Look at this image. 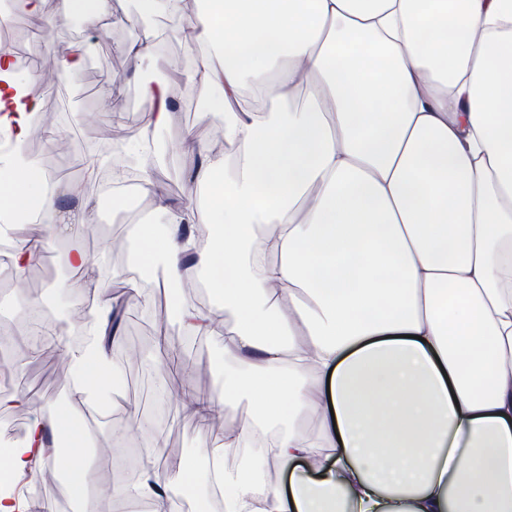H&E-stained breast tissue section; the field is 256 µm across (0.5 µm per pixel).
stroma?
<instances>
[{
  "label": "stroma",
  "instance_id": "obj_1",
  "mask_svg": "<svg viewBox=\"0 0 512 512\" xmlns=\"http://www.w3.org/2000/svg\"><path fill=\"white\" fill-rule=\"evenodd\" d=\"M138 9V0H112V12L96 25H85L81 19L67 13L62 0H44V13L49 25L32 26L26 14H19L10 33L9 48L15 58L38 56L40 65L35 81L42 86L43 111L38 128L25 146L26 154L40 170L59 171L63 177L59 186L71 207L83 208L89 225L85 237L87 249L94 254L103 252L120 272V290L129 284L152 291L156 321L144 327L134 321L136 305H129L122 324L124 355L118 360L131 384L122 391L125 407L144 412L145 416L164 430L161 456L168 465L199 448L219 447L224 430L246 423L252 409L247 402L235 404L214 419L201 422L191 417L176 395L164 402L153 401L150 386L153 365L162 361L159 337L177 336L178 330L168 316L171 290L164 284L161 271L132 266L129 262L127 226L145 216L150 204L133 190L117 193L103 200L95 192L81 189L83 172L75 166L80 141H93L109 133L123 142L135 139L140 131L136 113L140 108L139 88L145 82H161L179 105L173 112L167 131L159 137L160 161L155 179L164 194L177 203L186 201L192 186L172 158L171 143L184 132H191L195 141L215 154H223L224 145L214 124L202 121L198 106L185 100L184 76L175 74L174 62L184 59L188 45L182 34H174L159 49L157 65L134 70L123 46L137 41V32L126 20ZM82 44L87 52L83 70L73 78L59 76L58 64L73 44ZM41 256L27 275L26 287L44 297V303L61 325L62 332L75 330L80 322L76 306L77 294H61L59 282L70 280L71 273L57 261L58 247L41 242ZM8 325L10 335L0 343V375L16 374L21 389L30 393L35 404L56 401L67 389V362L61 349L50 348L46 358L26 357L19 344L23 329L17 316L0 318ZM183 369L190 388L200 394H210L220 388L222 376L215 368L214 351L209 340L200 339L183 344ZM63 448H53L36 477L37 496L50 501L56 512H71L74 503L62 480Z\"/></svg>",
  "mask_w": 512,
  "mask_h": 512
}]
</instances>
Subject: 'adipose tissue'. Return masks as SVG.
Instances as JSON below:
<instances>
[{
	"mask_svg": "<svg viewBox=\"0 0 512 512\" xmlns=\"http://www.w3.org/2000/svg\"><path fill=\"white\" fill-rule=\"evenodd\" d=\"M139 0L126 47L157 64L163 12L183 21L202 67L187 75L202 120L233 159L193 144L195 204L155 183L156 146L134 141L152 204L133 225L134 260L167 283H205L169 308L181 334L220 348L224 384L196 398L202 421L236 399L250 425L173 472L145 465L128 499L177 512L171 494L222 481L224 512H512V0ZM142 134L167 126V87H140ZM41 103L0 47V211L59 212V188L23 150ZM45 231L68 268L95 271L80 211ZM206 226L207 243L196 230ZM116 302L85 303L83 349L68 360L70 404L33 409L0 456V512H53L23 495L47 448L67 440L66 485L96 512L90 402L114 405ZM315 424L306 430L305 421ZM268 453L225 468L246 436ZM287 473L274 485L271 466Z\"/></svg>",
	"mask_w": 512,
	"mask_h": 512,
	"instance_id": "ef3b65f1",
	"label": "adipose tissue"
}]
</instances>
